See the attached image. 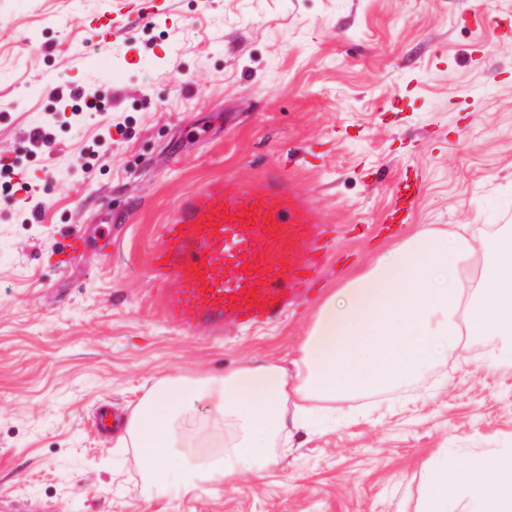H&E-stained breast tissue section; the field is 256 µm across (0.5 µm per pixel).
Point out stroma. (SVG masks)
I'll use <instances>...</instances> for the list:
<instances>
[{
    "label": "stroma",
    "mask_w": 512,
    "mask_h": 512,
    "mask_svg": "<svg viewBox=\"0 0 512 512\" xmlns=\"http://www.w3.org/2000/svg\"><path fill=\"white\" fill-rule=\"evenodd\" d=\"M0 0V501L25 512H421L448 457L461 484L512 455V357L472 337L458 363L336 401L276 463L217 487L144 492L131 412L158 379L282 360L326 295L417 224L512 232V0ZM79 90L95 109L74 111ZM45 129L47 147L29 140ZM278 172L336 228L329 272L282 321L176 332L147 260L177 200ZM86 241L72 263L71 236ZM111 252H103L104 241Z\"/></svg>",
    "instance_id": "stroma-1"
}]
</instances>
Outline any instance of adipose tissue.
<instances>
[{
  "label": "adipose tissue",
  "instance_id": "ef3b65f1",
  "mask_svg": "<svg viewBox=\"0 0 512 512\" xmlns=\"http://www.w3.org/2000/svg\"><path fill=\"white\" fill-rule=\"evenodd\" d=\"M466 336H488L512 352V235L487 232L473 243L421 227L371 268L331 292L312 317L289 361L245 360L224 377H164L136 404L127 432L143 449L145 491L219 484L260 473L270 447L289 428L312 425V405L360 392H381L436 363L457 361ZM207 399L217 428L205 454L165 460L175 420L195 426L186 411ZM453 462H442L423 512H512V457L490 455L471 465L470 483L449 484Z\"/></svg>",
  "mask_w": 512,
  "mask_h": 512
}]
</instances>
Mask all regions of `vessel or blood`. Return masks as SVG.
<instances>
[{
    "mask_svg": "<svg viewBox=\"0 0 512 512\" xmlns=\"http://www.w3.org/2000/svg\"><path fill=\"white\" fill-rule=\"evenodd\" d=\"M158 234L148 271L167 322L218 338L279 321L333 244L310 194L275 173L255 189L227 177L184 194Z\"/></svg>",
    "mask_w": 512,
    "mask_h": 512,
    "instance_id": "obj_1",
    "label": "vessel or blood"
}]
</instances>
